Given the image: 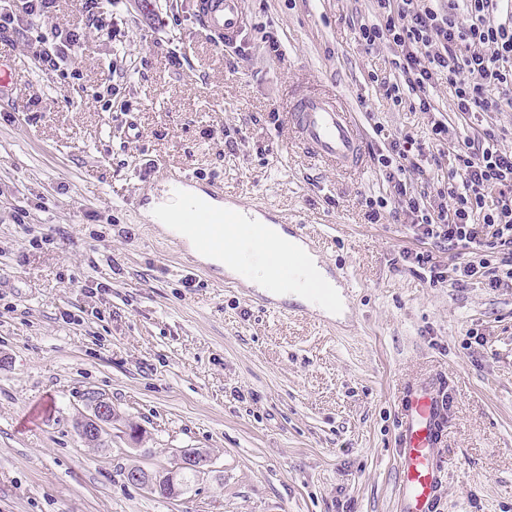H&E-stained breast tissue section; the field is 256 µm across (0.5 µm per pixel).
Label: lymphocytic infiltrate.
I'll list each match as a JSON object with an SVG mask.
<instances>
[{"label": "lymphocytic infiltrate", "instance_id": "1", "mask_svg": "<svg viewBox=\"0 0 512 512\" xmlns=\"http://www.w3.org/2000/svg\"><path fill=\"white\" fill-rule=\"evenodd\" d=\"M505 0H375L374 20L361 23L366 47L390 44L402 84H388L384 96L401 102L402 92L431 111L429 88L446 75L460 112L512 110V12ZM54 0H0V41L25 31L27 49L45 71L70 67L82 29H40ZM415 142L393 140L375 161L388 170L391 198L368 200V218L379 221L389 202L412 219L421 236L454 252L451 270L441 269L430 251L403 252L419 277L430 285L464 286L476 278L491 287L512 286V150L502 148L495 131L457 145L456 165L448 172V202L426 207L413 193L410 177L418 172Z\"/></svg>", "mask_w": 512, "mask_h": 512}]
</instances>
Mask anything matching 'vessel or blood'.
<instances>
[{
	"label": "vessel or blood",
	"mask_w": 512,
	"mask_h": 512,
	"mask_svg": "<svg viewBox=\"0 0 512 512\" xmlns=\"http://www.w3.org/2000/svg\"><path fill=\"white\" fill-rule=\"evenodd\" d=\"M199 11L204 28L224 39L236 42L245 25L242 0H200ZM288 122L310 157L344 172L362 167L365 150L360 129L335 97L298 90L292 101ZM193 178L186 173L164 175L168 197L181 199L180 212H167L163 221L169 225H188V232L170 236L177 248L193 245L202 254L223 252L224 227L247 225L251 236L261 237L273 222L270 211L227 206L221 187L211 186L205 195L192 191ZM264 307L284 312L288 309V291L252 289ZM405 421L399 438L400 512H435L441 486V461L438 453L447 423L446 394L438 386L410 389L404 404Z\"/></svg>",
	"instance_id": "1"
}]
</instances>
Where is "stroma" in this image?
<instances>
[{"label": "stroma", "instance_id": "1", "mask_svg": "<svg viewBox=\"0 0 512 512\" xmlns=\"http://www.w3.org/2000/svg\"><path fill=\"white\" fill-rule=\"evenodd\" d=\"M243 6L234 56L197 0H120L115 38L87 33L62 72L39 71L24 35L0 42L17 69L0 102V512H398L403 398L438 378L450 399L437 512H512V288L429 285L402 251L444 266L452 253L407 216L369 223L365 204L390 192L374 156L393 138L424 144L447 125L439 168L412 177L436 207L453 144L492 129L512 149V112H456L443 79L433 111L385 99L394 50L355 32L373 0ZM300 86L356 114L362 170L299 148L287 112ZM151 165L304 224L348 274L353 314L279 316L225 290L223 269L191 271L152 231ZM91 391L114 410L96 446L74 429ZM194 448L209 462L179 498L123 477Z\"/></svg>", "mask_w": 512, "mask_h": 512}]
</instances>
